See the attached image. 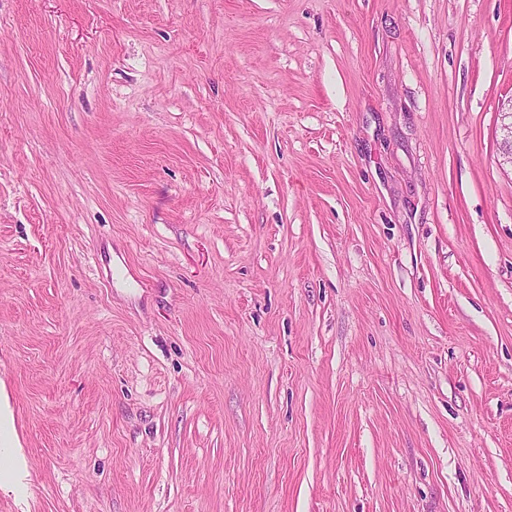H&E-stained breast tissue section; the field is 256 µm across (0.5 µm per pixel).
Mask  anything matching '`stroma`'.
<instances>
[{
  "label": "stroma",
  "mask_w": 512,
  "mask_h": 512,
  "mask_svg": "<svg viewBox=\"0 0 512 512\" xmlns=\"http://www.w3.org/2000/svg\"><path fill=\"white\" fill-rule=\"evenodd\" d=\"M510 99L512 0H0V512H512Z\"/></svg>",
  "instance_id": "obj_1"
}]
</instances>
